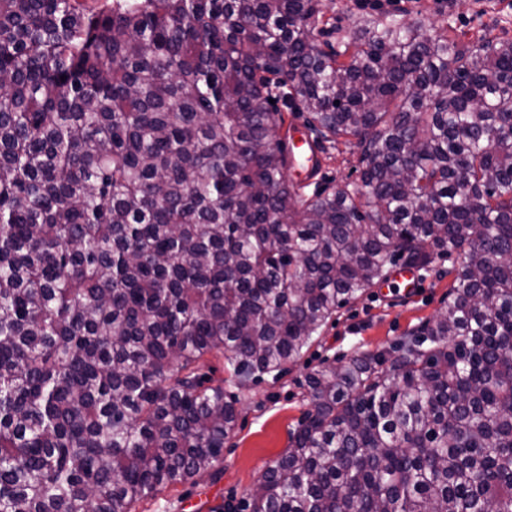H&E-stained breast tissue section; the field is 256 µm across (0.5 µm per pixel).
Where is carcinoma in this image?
Returning a JSON list of instances; mask_svg holds the SVG:
<instances>
[{"label": "carcinoma", "instance_id": "obj_1", "mask_svg": "<svg viewBox=\"0 0 512 512\" xmlns=\"http://www.w3.org/2000/svg\"><path fill=\"white\" fill-rule=\"evenodd\" d=\"M318 0H0V512H135L221 460L240 386L463 255L448 304L306 379L244 512H512V39ZM353 139L298 192L284 123ZM314 160L319 163V171L313 178H307L305 169L290 170L289 178L300 185H307L299 192L311 194L315 188L329 190L336 185L350 183L352 186L360 185L359 151L353 144L344 138L338 139L334 144L324 143V148L316 150Z\"/></svg>", "mask_w": 512, "mask_h": 512}]
</instances>
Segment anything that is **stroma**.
<instances>
[{"mask_svg": "<svg viewBox=\"0 0 512 512\" xmlns=\"http://www.w3.org/2000/svg\"><path fill=\"white\" fill-rule=\"evenodd\" d=\"M319 7L325 16L336 17L340 26L339 31L320 37L325 49L336 45L338 38L351 37L361 15L373 10L421 18L436 28L448 18L469 36L481 31L491 37L512 38V0H449L445 5L440 0H320ZM314 158L319 163L316 176L307 177L301 169L289 173L290 179L307 191L359 184V152L346 139L325 144ZM451 266V261L440 260L421 270V289L416 293L385 284L370 289L342 308L318 341L280 376L266 375L240 388L230 382L231 368L224 357H210L208 363L216 376L225 380V393L238 400L237 426L224 442L223 458L192 482L140 501L136 512H212L221 504L239 505L266 467L285 452L289 430L309 409L307 375L361 353L382 351L432 319L448 302Z\"/></svg>", "mask_w": 512, "mask_h": 512, "instance_id": "1", "label": "stroma"}]
</instances>
